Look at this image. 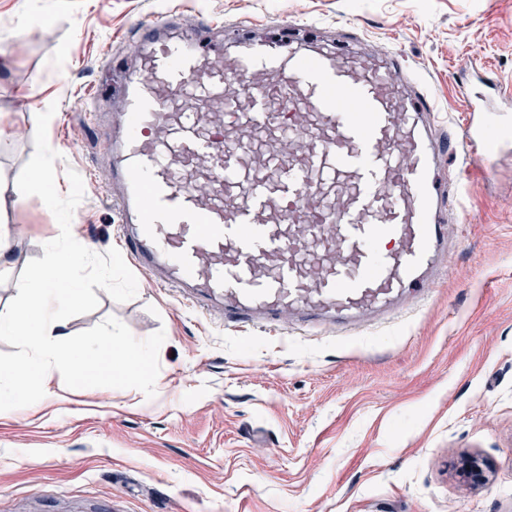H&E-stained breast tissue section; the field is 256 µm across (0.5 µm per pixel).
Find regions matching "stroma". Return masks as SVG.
Returning <instances> with one entry per match:
<instances>
[{"mask_svg":"<svg viewBox=\"0 0 512 512\" xmlns=\"http://www.w3.org/2000/svg\"><path fill=\"white\" fill-rule=\"evenodd\" d=\"M173 10L228 37L260 19L282 43L351 22L426 73L456 125L461 63L512 91V0H0V222L16 230L0 310L59 233L16 186L49 105L57 190L71 169L84 182L72 234L119 247L102 137L112 76L136 25ZM25 11L48 26L25 27ZM448 238V273L426 299L359 328L228 327L140 270L129 301L97 290L68 333L111 316L140 340L164 331L156 395L57 376L37 403L0 412V512H512V154L470 181Z\"/></svg>","mask_w":512,"mask_h":512,"instance_id":"obj_1","label":"stroma"}]
</instances>
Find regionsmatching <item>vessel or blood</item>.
I'll list each match as a JSON object with an SVG mask.
<instances>
[{
	"instance_id": "vessel-or-blood-1",
	"label": "vessel or blood",
	"mask_w": 512,
	"mask_h": 512,
	"mask_svg": "<svg viewBox=\"0 0 512 512\" xmlns=\"http://www.w3.org/2000/svg\"><path fill=\"white\" fill-rule=\"evenodd\" d=\"M135 43L107 138L123 248L228 327L362 325L423 300L450 250L441 161L461 146L483 172L512 145L489 76L454 134L398 54L253 28L205 53L168 14Z\"/></svg>"
}]
</instances>
